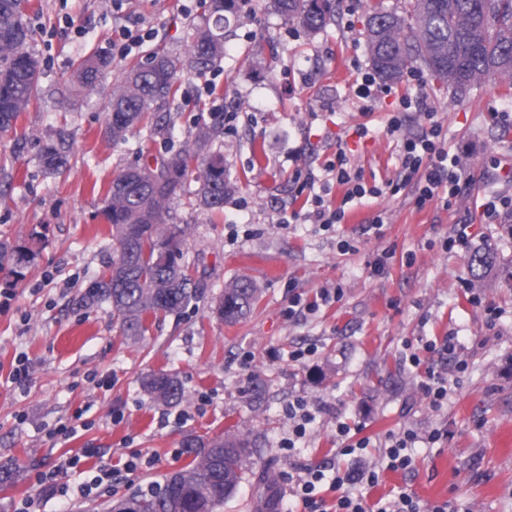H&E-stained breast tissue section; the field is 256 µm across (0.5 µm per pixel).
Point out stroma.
<instances>
[{"instance_id": "obj_1", "label": "stroma", "mask_w": 512, "mask_h": 512, "mask_svg": "<svg viewBox=\"0 0 512 512\" xmlns=\"http://www.w3.org/2000/svg\"><path fill=\"white\" fill-rule=\"evenodd\" d=\"M31 3L39 94L14 129L0 132V238L35 252L22 281L0 272V464L13 465L0 512H19L29 498L35 512H88L182 467L185 435L228 431L254 440L257 452L221 512H267L266 486L282 510L296 463L322 474L317 489L330 500L337 470L379 463L386 434L401 427L446 436L432 448L418 445L411 471L386 470L377 486H353L365 505L405 486L425 503L454 500L459 512H512V234L483 216L490 195L512 193V89L485 78L453 101L417 68L390 91L360 99L355 88L371 70L370 0H341L339 16L313 37L270 13L267 0H243L225 30L219 69L204 81L178 71L179 91L165 106L173 121L147 143L157 158L188 147L220 108L224 165L239 189L214 217L173 204L174 223L189 227L185 250L200 298L181 315L148 318L145 336L133 339L109 304L80 303L113 257L102 216L108 184L141 160L140 132L123 143L105 137L109 104L125 71L149 53H184L209 0H124L118 11L112 0ZM123 26L155 36L113 56L94 91L81 92L76 60L111 48ZM428 110L460 158L464 185L451 205L417 207L409 186L348 203L336 185L330 200L344 206L343 223H282L284 211L305 202L295 170L324 165L344 144L365 182L382 184L397 175L403 137L428 129ZM400 111L402 130L390 133L388 120ZM62 127L72 138L70 167L52 175L39 152ZM379 214L384 224L372 228ZM461 229L465 244L448 246ZM342 239L350 251L337 250ZM479 245L500 264L475 280L467 260ZM240 275L261 293L246 319L228 325L212 300ZM336 285L342 299L321 303V289ZM297 295L309 308L292 316ZM448 335L456 349L441 352L437 368L450 391L436 410L421 395L424 371L410 365L405 344ZM295 350L305 358L292 361ZM22 358L31 379L18 386L9 376ZM160 370L181 378L187 399L179 406L156 405L142 390V377ZM298 398L314 419L289 450L288 405ZM340 421L362 426L370 447L340 454ZM134 454L148 465L104 479L95 495L79 493L87 470ZM69 458L78 466L61 471ZM49 475L68 484V497L40 486Z\"/></svg>"}]
</instances>
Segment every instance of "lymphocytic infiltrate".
Here are the masks:
<instances>
[{"label": "lymphocytic infiltrate", "instance_id": "obj_1", "mask_svg": "<svg viewBox=\"0 0 512 512\" xmlns=\"http://www.w3.org/2000/svg\"><path fill=\"white\" fill-rule=\"evenodd\" d=\"M430 128L424 135L404 139L399 156V182H386L385 186L367 185L361 170L350 165L345 150H338L334 161L322 168H308L295 176L300 191L305 192L308 208L305 212H292L291 221L303 220L328 228L342 223L345 217L343 207H332L324 195L329 189L330 181L347 188L346 200L361 199L367 196L378 197L384 191L398 192L402 186L411 184L415 187V204L425 207L441 199L454 200L458 197L461 175L457 157L451 156L447 149V140L442 133V125L436 121L434 113H427ZM454 342H447L445 347H438L435 341L419 342L416 352L410 353L412 366H424L425 377L420 391L425 400L434 409H441L448 400V379L437 370L435 357L441 350H454ZM442 432L433 430L421 435L411 429L388 432L385 437V469L407 471L412 467L410 448L417 442L433 444L440 441ZM381 468V469H384ZM379 468L365 467L357 471H337L332 478L330 488L336 497L333 503H326L318 496L316 485L321 477L315 472L303 476L289 477L292 495L301 505V512H456L451 501L434 504L420 503L416 495L408 489H400L390 498L379 499L373 506H364L362 498L352 496L351 486L361 483L370 487L380 480Z\"/></svg>", "mask_w": 512, "mask_h": 512}]
</instances>
